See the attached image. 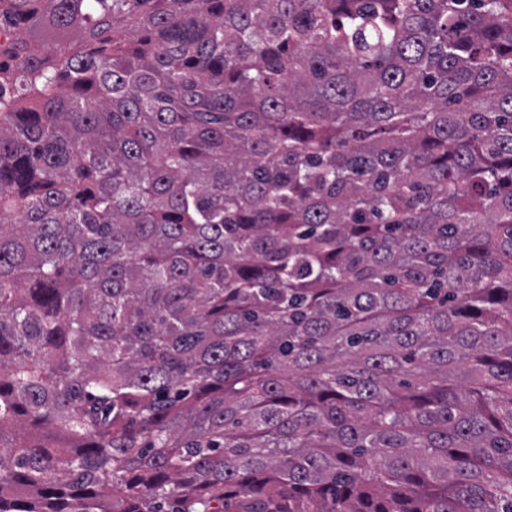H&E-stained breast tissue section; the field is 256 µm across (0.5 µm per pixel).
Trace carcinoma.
Returning <instances> with one entry per match:
<instances>
[{"label": "carcinoma", "instance_id": "cac0c4a2", "mask_svg": "<svg viewBox=\"0 0 512 512\" xmlns=\"http://www.w3.org/2000/svg\"><path fill=\"white\" fill-rule=\"evenodd\" d=\"M0 24V512H512V0Z\"/></svg>", "mask_w": 512, "mask_h": 512}]
</instances>
